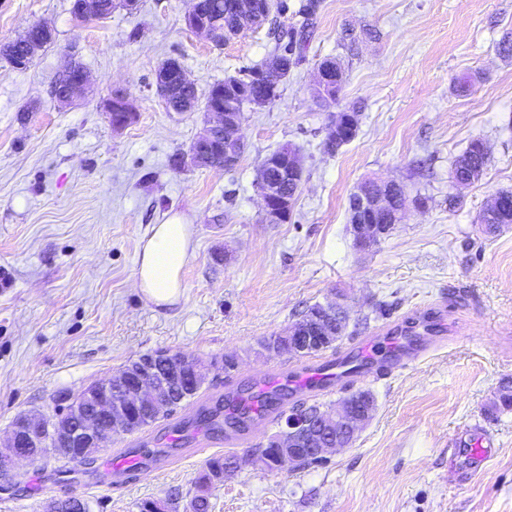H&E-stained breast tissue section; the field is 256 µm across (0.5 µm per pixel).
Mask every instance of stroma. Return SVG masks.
<instances>
[{
  "label": "stroma",
  "instance_id": "obj_1",
  "mask_svg": "<svg viewBox=\"0 0 512 512\" xmlns=\"http://www.w3.org/2000/svg\"><path fill=\"white\" fill-rule=\"evenodd\" d=\"M276 23L219 42L190 30L191 0H138L101 20H80L73 0H0V44L34 23L55 33L23 70L0 57V441L24 412L51 414L74 395L157 351L217 367L197 397L142 432L114 437L93 464L66 470L21 463L0 487V512H44L78 498L89 512H140L143 501L186 504L209 459L228 455L226 389L270 378L280 356L258 354L312 305L346 299L347 337L399 324L411 335L440 315L448 342L413 368L366 382L377 401L350 447L306 468L269 470L248 448L211 497L210 512H512V409L486 418L512 379V226L490 235L478 216L512 190V0H317L302 61L279 97L245 107V151L230 171L177 168L205 124L204 110L171 112L154 83L158 66L181 62L206 96L273 52L274 26L299 24L306 0H284ZM357 40L349 42L346 29ZM89 86L58 108L52 85L70 57ZM326 58L340 59L338 100L320 106L312 85ZM124 89L136 121L113 130L104 103ZM339 112L358 135L324 148ZM475 139L488 147L479 182L458 187L453 160ZM300 150L304 181L287 223L268 224L256 186L263 159ZM370 177L430 196L369 251L353 246L347 202ZM456 206H449V196ZM180 214L193 251L177 303L155 305L135 286L139 241ZM185 431L171 441L173 428ZM218 438L191 454L193 429ZM479 430L495 455L464 481L452 444ZM135 449L146 468L110 481L105 462Z\"/></svg>",
  "mask_w": 512,
  "mask_h": 512
}]
</instances>
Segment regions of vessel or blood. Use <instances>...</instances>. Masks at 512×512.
Masks as SVG:
<instances>
[{
  "label": "vessel or blood",
  "instance_id": "b4317fda",
  "mask_svg": "<svg viewBox=\"0 0 512 512\" xmlns=\"http://www.w3.org/2000/svg\"><path fill=\"white\" fill-rule=\"evenodd\" d=\"M443 341L436 327L415 340L400 339L394 336L392 328H381L335 356L296 361L288 372L278 374L271 383L260 385L259 398L250 410L258 419L276 416L298 397L325 396L340 386L405 371ZM463 451L470 464L477 467L491 459L490 443L479 435H470L463 443Z\"/></svg>",
  "mask_w": 512,
  "mask_h": 512
}]
</instances>
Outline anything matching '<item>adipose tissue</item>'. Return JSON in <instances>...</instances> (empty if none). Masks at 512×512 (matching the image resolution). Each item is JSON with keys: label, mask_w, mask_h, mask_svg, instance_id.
Masks as SVG:
<instances>
[{"label": "adipose tissue", "mask_w": 512, "mask_h": 512, "mask_svg": "<svg viewBox=\"0 0 512 512\" xmlns=\"http://www.w3.org/2000/svg\"><path fill=\"white\" fill-rule=\"evenodd\" d=\"M192 244V227L182 217L152 225L138 246L135 285L157 305L177 302L183 294L182 270Z\"/></svg>", "instance_id": "1"}]
</instances>
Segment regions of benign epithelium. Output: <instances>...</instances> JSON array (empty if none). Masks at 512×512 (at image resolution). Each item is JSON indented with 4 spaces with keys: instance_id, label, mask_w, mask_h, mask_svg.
<instances>
[{
    "instance_id": "obj_1",
    "label": "benign epithelium",
    "mask_w": 512,
    "mask_h": 512,
    "mask_svg": "<svg viewBox=\"0 0 512 512\" xmlns=\"http://www.w3.org/2000/svg\"><path fill=\"white\" fill-rule=\"evenodd\" d=\"M226 9L235 14L238 26L224 29L222 39L228 40L240 34L246 27L261 22L275 9L274 0H227ZM189 28L211 38L217 37L210 23L192 9L186 18ZM188 81L182 64L169 58L155 73V83L162 102L167 108L178 101L180 87ZM344 69L333 63H320L317 67L314 92L321 98L343 86ZM88 84L87 73L81 71L72 79L62 74L54 102L68 106L81 97ZM247 101L228 100L208 108L209 120L201 140L222 138L219 147L224 150V164L234 163L236 155L244 149L240 134L242 116L240 109ZM112 128L121 130L136 121L137 113L125 90L116 88L105 104ZM357 134V120L353 112H346L342 120L328 125L326 145L330 148L352 141ZM278 166L279 180L283 185H271L266 179L257 181L262 200L263 216L269 224L288 221L294 194L303 181V169L298 153L288 156V163L280 165L276 159L266 160V167ZM412 201L407 199L401 206H394L390 197L376 193L368 183H363L351 193L348 205L349 230L354 245L360 252L368 251L402 222ZM349 321L348 309L339 302L321 304L307 311L285 334H279L262 344L268 354L302 353L315 346L333 343ZM212 363L181 353L172 356L163 369L146 365L137 373L117 372L102 382L86 387L72 407L66 410L69 419L56 425L52 435H47L45 415L23 413L11 425L7 442L0 445V473L11 475L21 461H33L46 450L64 456L73 463L97 454L105 443L128 433L130 421L141 411L164 406L171 391L187 380L197 384L204 382ZM376 400L371 394L344 399L336 405L318 410L313 418L291 419L285 429L268 439V446L277 449L274 464L278 468L296 466L307 457L327 458L339 448L352 444L358 433L372 419Z\"/></svg>"
}]
</instances>
